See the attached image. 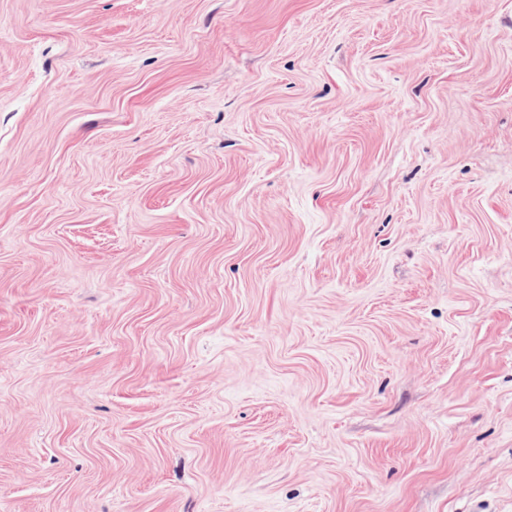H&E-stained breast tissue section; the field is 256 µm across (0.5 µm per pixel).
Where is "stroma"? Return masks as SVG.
I'll return each instance as SVG.
<instances>
[{
    "label": "stroma",
    "instance_id": "35a3bbf8",
    "mask_svg": "<svg viewBox=\"0 0 512 512\" xmlns=\"http://www.w3.org/2000/svg\"><path fill=\"white\" fill-rule=\"evenodd\" d=\"M0 512H512V0H0Z\"/></svg>",
    "mask_w": 512,
    "mask_h": 512
}]
</instances>
